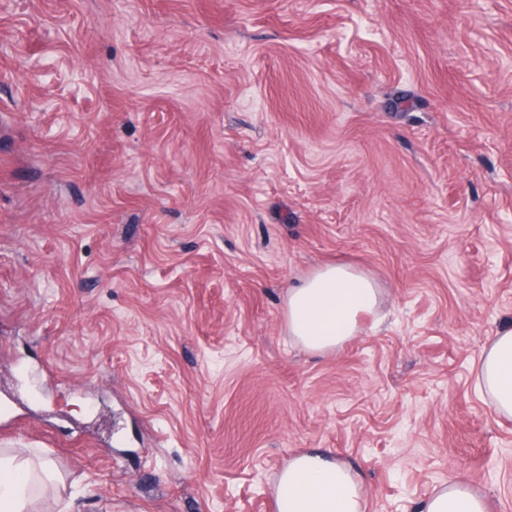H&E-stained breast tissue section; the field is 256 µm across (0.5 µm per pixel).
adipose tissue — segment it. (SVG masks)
<instances>
[{
    "mask_svg": "<svg viewBox=\"0 0 512 512\" xmlns=\"http://www.w3.org/2000/svg\"><path fill=\"white\" fill-rule=\"evenodd\" d=\"M380 290L373 279L345 264L309 273L286 297V324L302 349L325 354L359 331L363 315L376 310ZM477 391L501 417L512 419V325L499 328L472 369ZM50 479L46 467L21 453H0V512H31ZM279 512H367L360 472L324 451L291 460L275 486ZM420 512H487L485 498L470 486L434 488Z\"/></svg>",
    "mask_w": 512,
    "mask_h": 512,
    "instance_id": "adipose-tissue-1",
    "label": "adipose tissue"
}]
</instances>
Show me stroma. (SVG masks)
I'll return each instance as SVG.
<instances>
[{
    "mask_svg": "<svg viewBox=\"0 0 512 512\" xmlns=\"http://www.w3.org/2000/svg\"><path fill=\"white\" fill-rule=\"evenodd\" d=\"M344 262L377 313L290 340ZM512 323V0H0V448L38 512H277L295 455L367 512H512L471 366ZM379 303L380 289L366 274L345 264L321 266L288 290V336L310 353L332 352L358 333L362 316ZM420 512H487V504L470 486L448 483L433 489L421 503Z\"/></svg>",
    "mask_w": 512,
    "mask_h": 512,
    "instance_id": "1",
    "label": "stroma"
}]
</instances>
